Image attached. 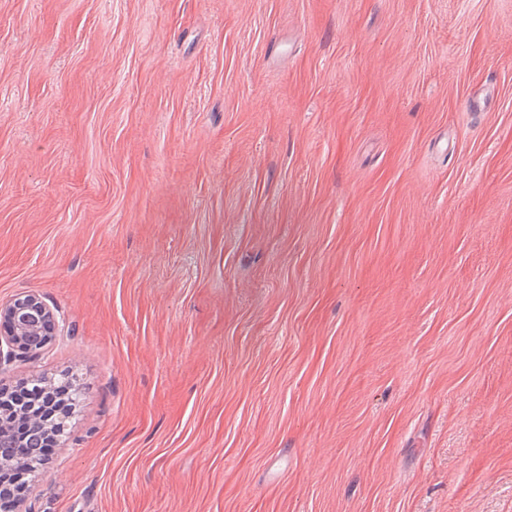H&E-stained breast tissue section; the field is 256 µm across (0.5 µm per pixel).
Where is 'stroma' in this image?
Listing matches in <instances>:
<instances>
[{
    "label": "stroma",
    "instance_id": "1",
    "mask_svg": "<svg viewBox=\"0 0 512 512\" xmlns=\"http://www.w3.org/2000/svg\"><path fill=\"white\" fill-rule=\"evenodd\" d=\"M31 293L26 512H512V0H0ZM32 385L31 387L29 386ZM36 388H39L38 384L26 383L16 386L10 392L8 401L3 404L1 408L2 414L7 412L16 413V411L28 408L34 411H42V417H45L46 422H55L56 418L60 415L72 416L75 413L76 405L66 396H58L54 402H51L46 407L40 406L41 397H37Z\"/></svg>",
    "mask_w": 512,
    "mask_h": 512
}]
</instances>
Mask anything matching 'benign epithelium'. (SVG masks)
I'll return each mask as SVG.
<instances>
[{
	"mask_svg": "<svg viewBox=\"0 0 512 512\" xmlns=\"http://www.w3.org/2000/svg\"><path fill=\"white\" fill-rule=\"evenodd\" d=\"M59 331L53 311L35 294L0 303V367L21 357L33 358L41 349L33 341L49 342Z\"/></svg>",
	"mask_w": 512,
	"mask_h": 512,
	"instance_id": "obj_1",
	"label": "benign epithelium"
}]
</instances>
